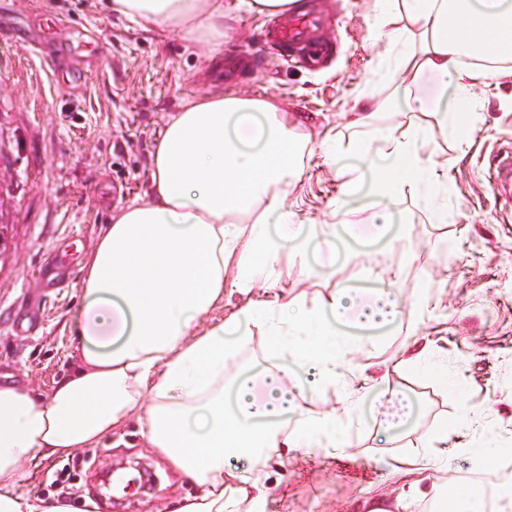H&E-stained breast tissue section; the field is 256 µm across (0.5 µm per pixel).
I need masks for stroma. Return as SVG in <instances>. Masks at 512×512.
Segmentation results:
<instances>
[{"instance_id":"obj_1","label":"stroma","mask_w":512,"mask_h":512,"mask_svg":"<svg viewBox=\"0 0 512 512\" xmlns=\"http://www.w3.org/2000/svg\"><path fill=\"white\" fill-rule=\"evenodd\" d=\"M325 2L336 40L327 68L280 60L249 67L261 18L246 11L225 17L220 46L225 61L238 64L225 90L273 100L315 143L340 130L363 90L398 81L397 69L380 63L375 0ZM66 38L86 63L77 84L52 74L38 50ZM208 51L180 31L108 13L99 0H0V220L8 226L0 256L1 381L45 396L76 368L70 316L82 300L84 259L113 213L146 199L154 136L170 112L214 91ZM479 96L484 107L466 153L428 132L448 167L447 223H429L420 203L405 201L397 219L408 233L384 247L366 232V206L350 217L354 244L337 241L335 251L313 253L306 268L288 267L296 295L372 288L366 267L396 273L406 300L427 293L412 329L372 333L355 363L377 380L382 364L415 340L429 347L444 377L421 366L400 379L417 403L410 422L384 430L365 404L352 417L347 448H302L272 463L266 512H351L356 499L405 496L409 478L393 472L392 459L445 423L458 431L426 472L437 496L405 497V512H433L435 499H447L451 476L476 495L498 483L472 449L512 455V173L489 181L490 165L512 154V73ZM338 195L334 172L316 155L288 200L300 218L323 224ZM53 259L64 264V280L40 286L37 271ZM71 461L75 478L62 498L74 512L88 499L98 512H171L196 492L131 422L75 455L32 462L23 493L53 496L44 470Z\"/></svg>"}]
</instances>
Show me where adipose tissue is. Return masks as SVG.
<instances>
[{
    "label": "adipose tissue",
    "mask_w": 512,
    "mask_h": 512,
    "mask_svg": "<svg viewBox=\"0 0 512 512\" xmlns=\"http://www.w3.org/2000/svg\"><path fill=\"white\" fill-rule=\"evenodd\" d=\"M375 31L401 84L362 97L352 135L326 136L320 151L287 113L262 98L203 94L173 112L153 146L147 200L112 217L84 260L83 300L70 318L77 369L44 398L0 382V512H69L60 501L24 495V460L47 459L96 444L137 418L142 435L186 479L200 486L176 512H265L272 458L299 448L346 447L345 421L374 397L381 422L402 407L395 378L408 359L386 365L374 387L361 384L349 330L403 322L392 280L373 294L332 288L292 296L282 257L306 265L311 237L332 243L337 225L379 199L374 235L393 224L405 199L447 194L427 128L456 140L459 115L476 112V92L498 76L491 63L512 58V9L503 0H379ZM294 0H103L107 11L138 24L222 38L224 18L248 9L288 10ZM430 78L419 98L413 85ZM340 183L334 221L306 234L285 197L313 154ZM239 306L219 321L207 314L224 300ZM268 340L272 365L240 378L235 410L224 413V363L250 338ZM342 384L339 407L310 412L308 398Z\"/></svg>",
    "instance_id": "1"
}]
</instances>
